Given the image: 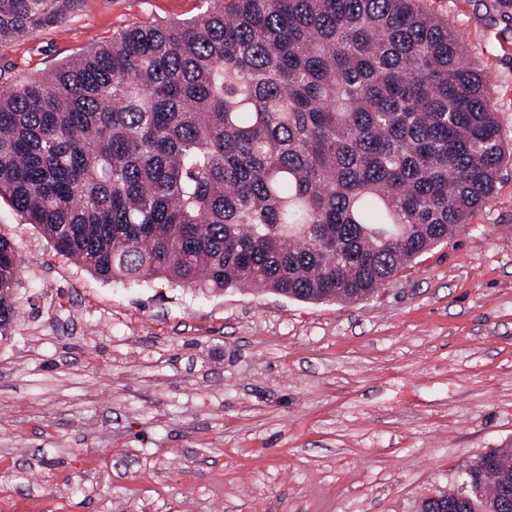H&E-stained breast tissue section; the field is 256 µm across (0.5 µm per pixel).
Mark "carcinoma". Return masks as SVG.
Instances as JSON below:
<instances>
[{
	"instance_id": "carcinoma-1",
	"label": "carcinoma",
	"mask_w": 512,
	"mask_h": 512,
	"mask_svg": "<svg viewBox=\"0 0 512 512\" xmlns=\"http://www.w3.org/2000/svg\"><path fill=\"white\" fill-rule=\"evenodd\" d=\"M0 85V195L112 280L373 295L463 230L512 162L491 76L424 0H208ZM79 0H0V42ZM19 265L0 232V338ZM465 470L501 512L512 448Z\"/></svg>"
}]
</instances>
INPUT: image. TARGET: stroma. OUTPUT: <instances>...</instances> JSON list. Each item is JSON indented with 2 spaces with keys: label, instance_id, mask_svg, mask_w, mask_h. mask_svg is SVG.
Returning a JSON list of instances; mask_svg holds the SVG:
<instances>
[{
  "label": "stroma",
  "instance_id": "1",
  "mask_svg": "<svg viewBox=\"0 0 512 512\" xmlns=\"http://www.w3.org/2000/svg\"><path fill=\"white\" fill-rule=\"evenodd\" d=\"M488 0H428L490 72L512 140V34ZM204 0H79L0 44L25 79ZM19 317L0 342V501L40 512H415L512 446V164L471 223L371 297L113 282L8 198Z\"/></svg>",
  "mask_w": 512,
  "mask_h": 512
}]
</instances>
